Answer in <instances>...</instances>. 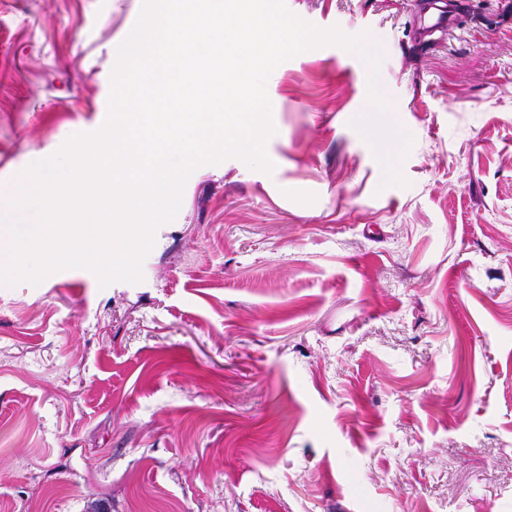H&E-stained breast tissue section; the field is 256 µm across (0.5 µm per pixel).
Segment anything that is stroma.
I'll return each mask as SVG.
<instances>
[{"label": "stroma", "mask_w": 512, "mask_h": 512, "mask_svg": "<svg viewBox=\"0 0 512 512\" xmlns=\"http://www.w3.org/2000/svg\"><path fill=\"white\" fill-rule=\"evenodd\" d=\"M143 0H0V187L108 114ZM381 40L380 188L336 45L271 74L272 173L198 167L143 279L0 285V512H512V0H285Z\"/></svg>", "instance_id": "35a3bbf8"}]
</instances>
